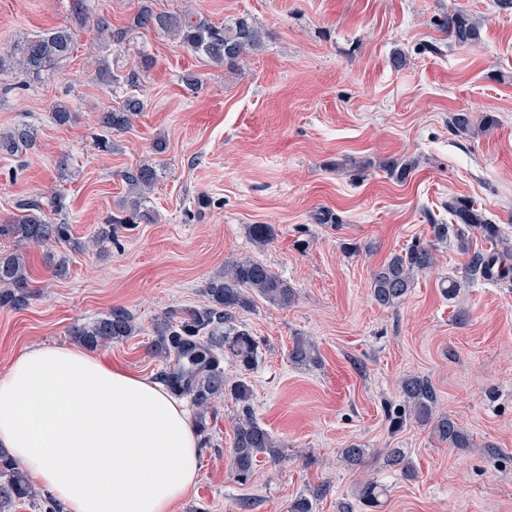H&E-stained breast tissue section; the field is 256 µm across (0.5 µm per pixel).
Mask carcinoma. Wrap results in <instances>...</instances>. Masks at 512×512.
I'll use <instances>...</instances> for the list:
<instances>
[{
    "mask_svg": "<svg viewBox=\"0 0 512 512\" xmlns=\"http://www.w3.org/2000/svg\"><path fill=\"white\" fill-rule=\"evenodd\" d=\"M134 26L154 28L179 39L190 53L207 59L218 67H232L264 44L266 32L246 19L230 25L191 20L189 14L156 12L151 0H143ZM443 29L448 40L459 46H469L479 40V24L467 12L456 9L448 12ZM73 27L55 26L36 36L22 35L5 52H0V74L21 71L33 79H41L68 59L74 49ZM98 84L110 86L117 81L109 61L105 58L96 68ZM142 99L128 95L120 107L108 109L99 116V124L108 132L128 129L132 120L144 110ZM34 132L26 124H19L0 133V154L16 155L32 145ZM127 199L123 201V217H112L109 228L101 234L115 237L124 226L155 221L154 212L147 206L148 194L157 182V171L148 163L124 174ZM452 216L449 224L430 225L431 238L416 241L391 256L372 274V297L381 307H391L409 294L415 278L436 263L437 245L454 241L457 250L468 257L463 275L444 280V296L451 298L465 284L481 277H512V265L498 251L500 228L492 223L482 209L468 197L460 196L448 203ZM0 235L12 236L20 242L39 246L65 244L73 249L81 243L72 237L70 225L46 214L39 199H30L21 205V214L12 223L0 225ZM480 236L488 247L472 250V237ZM208 303L200 307L178 308L165 312L154 323L151 341L152 353L164 363L161 380L170 391L186 396L196 408L195 426L199 434L208 436L209 421L216 413V405L226 399L240 408L234 427L232 464L241 480L252 477L257 458L261 454L272 460L283 457V450L270 432L253 415L251 401L253 387L250 373L259 359V345L252 333L234 324L235 313L250 309L257 294L271 303L285 304L292 300L293 291L268 266L248 258L224 264V272L213 276L205 288ZM35 291L31 288L30 266L21 252L0 253V307L22 309L29 305ZM139 327L134 315L126 308H110L100 317L87 323L71 326L69 333L80 344L96 349L105 344L122 342L135 335ZM238 366L239 377L230 382L224 377V356ZM288 359L297 366L318 363L315 345L303 336L294 338ZM403 408L390 415L392 427L400 428L407 419L422 426H430L439 441L450 448L470 447V435L454 419L437 413V393L431 381L409 375L400 381ZM350 468L358 469L365 463L366 449L353 443L342 451ZM385 463L401 470L408 479L416 477V469L404 448H389ZM326 490L315 488L312 495H301L288 506V512H314V501ZM387 489L375 481L359 483L360 503L373 508ZM36 492L22 469L0 452V502L35 501Z\"/></svg>",
    "mask_w": 512,
    "mask_h": 512,
    "instance_id": "obj_1",
    "label": "carcinoma"
}]
</instances>
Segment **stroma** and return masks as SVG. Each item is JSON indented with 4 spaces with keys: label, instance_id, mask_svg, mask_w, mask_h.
<instances>
[{
    "label": "stroma",
    "instance_id": "35a3bbf8",
    "mask_svg": "<svg viewBox=\"0 0 512 512\" xmlns=\"http://www.w3.org/2000/svg\"><path fill=\"white\" fill-rule=\"evenodd\" d=\"M152 3L219 26L245 18L269 39L244 65L220 68L134 27L141 0H88L74 53L50 77L0 76V130L26 123L37 131L30 149L0 156V224L18 215L20 201L58 194L62 219L88 245L24 247L0 236V252L25 251L36 292L23 309H0V371L29 345L71 344L73 324L121 305L141 331L103 352L157 379L154 321L205 304L225 260L251 258L294 293L285 305L256 298L236 315L259 343L255 416L285 455L259 457L253 479L239 481L231 454L239 408L225 401L199 478L175 512H287L320 485L328 491L315 512H339L356 504L361 479L388 487L378 512H512V279L478 278L446 299L442 281L465 262L447 243L402 303L383 308L371 298L373 271L448 222L456 196L476 201L512 252V12L495 0ZM452 7L478 21L476 44L444 34ZM70 20L69 0H0V49ZM101 21L117 40L100 41ZM102 56L118 76L135 74L136 85L99 86L92 62ZM190 72L198 91L182 81ZM129 94L145 109L114 133L115 151H101L97 116ZM61 101L75 116L67 125L52 116ZM455 112L497 123L458 134L449 125ZM401 159L417 162L403 181L385 169ZM147 162L158 174L148 201L157 223L97 239L127 195L124 172ZM201 195L208 206L198 207ZM252 224L272 225L274 239L257 246ZM59 263L66 275L56 274ZM298 336L316 345L320 364L289 362ZM408 375L431 380L439 413L468 432L471 448H449L413 421L389 428ZM353 443L367 450L357 471L341 461ZM390 448L409 452L416 479L385 464Z\"/></svg>",
    "mask_w": 512,
    "mask_h": 512
}]
</instances>
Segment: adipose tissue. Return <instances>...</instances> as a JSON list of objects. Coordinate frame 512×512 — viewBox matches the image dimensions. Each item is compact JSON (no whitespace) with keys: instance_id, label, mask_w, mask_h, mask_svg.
I'll use <instances>...</instances> for the list:
<instances>
[{"instance_id":"adipose-tissue-1","label":"adipose tissue","mask_w":512,"mask_h":512,"mask_svg":"<svg viewBox=\"0 0 512 512\" xmlns=\"http://www.w3.org/2000/svg\"><path fill=\"white\" fill-rule=\"evenodd\" d=\"M0 451L61 512H173L199 473L185 407L74 345L29 347L0 374Z\"/></svg>"}]
</instances>
